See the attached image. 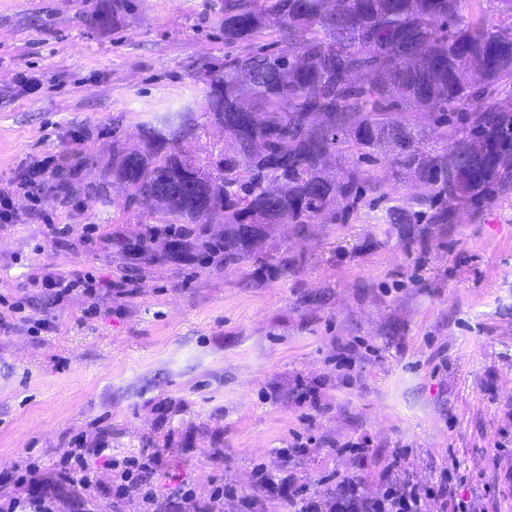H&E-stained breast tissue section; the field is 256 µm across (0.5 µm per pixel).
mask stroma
<instances>
[{
	"label": "stroma",
	"mask_w": 512,
	"mask_h": 512,
	"mask_svg": "<svg viewBox=\"0 0 512 512\" xmlns=\"http://www.w3.org/2000/svg\"><path fill=\"white\" fill-rule=\"evenodd\" d=\"M222 3L143 0L102 27L90 16L112 0H0V197L20 218L0 224V300L25 313L0 331V467L30 463L53 483L69 441L103 440L158 450L160 503L184 485L210 512H288L280 490L255 488L256 469L321 494L353 479L375 500L397 457L417 491L441 483L479 512H512V162L459 205L392 148L346 152L325 171L363 170L353 209L266 225L234 257L222 224L169 236L108 177L114 155L144 149L146 127L184 105L182 152L233 153L205 110L206 72L277 45L225 42ZM471 112L411 118L442 153ZM48 156L45 183L22 187ZM395 209L413 223H390ZM48 271L96 292L53 302Z\"/></svg>",
	"instance_id": "1"
}]
</instances>
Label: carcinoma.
<instances>
[{"label":"carcinoma","instance_id":"carcinoma-1","mask_svg":"<svg viewBox=\"0 0 512 512\" xmlns=\"http://www.w3.org/2000/svg\"><path fill=\"white\" fill-rule=\"evenodd\" d=\"M464 0H224V39L275 31L277 54L246 53L206 74L207 112L236 150L194 158L163 131L145 130L149 149L112 164V178L133 202L168 224L220 218L224 248L247 251L265 224H309L362 195L361 171L325 178V161L356 148L399 149L448 202L488 191L512 159V107L492 87L512 80V0H498L501 21L464 23ZM132 0H112L95 24H115ZM470 139L443 154L421 147L399 112H445L475 91Z\"/></svg>","mask_w":512,"mask_h":512}]
</instances>
